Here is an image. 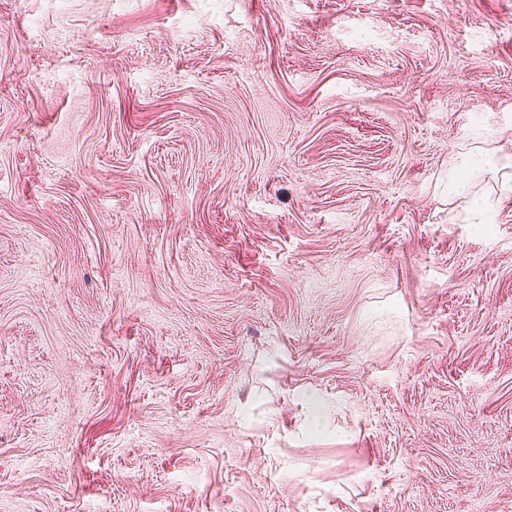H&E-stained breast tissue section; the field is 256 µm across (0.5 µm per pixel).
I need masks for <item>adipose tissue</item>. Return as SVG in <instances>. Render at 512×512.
<instances>
[{"label":"adipose tissue","instance_id":"adipose-tissue-1","mask_svg":"<svg viewBox=\"0 0 512 512\" xmlns=\"http://www.w3.org/2000/svg\"><path fill=\"white\" fill-rule=\"evenodd\" d=\"M493 116H485L470 136L467 152L457 154L448 162V187L458 191L476 179L484 169H508L512 167V155H500L490 151L487 142L496 131Z\"/></svg>","mask_w":512,"mask_h":512}]
</instances>
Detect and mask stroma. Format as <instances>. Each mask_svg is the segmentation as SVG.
Listing matches in <instances>:
<instances>
[{
  "label": "stroma",
  "mask_w": 512,
  "mask_h": 512,
  "mask_svg": "<svg viewBox=\"0 0 512 512\" xmlns=\"http://www.w3.org/2000/svg\"><path fill=\"white\" fill-rule=\"evenodd\" d=\"M489 113L512 0H0V512H512ZM493 114H488L477 125L470 136V146L466 153H458L448 161V189L458 192L468 182L476 179L488 168L509 169L512 167V155H498L490 151L486 144L496 132Z\"/></svg>",
  "instance_id": "stroma-1"
}]
</instances>
